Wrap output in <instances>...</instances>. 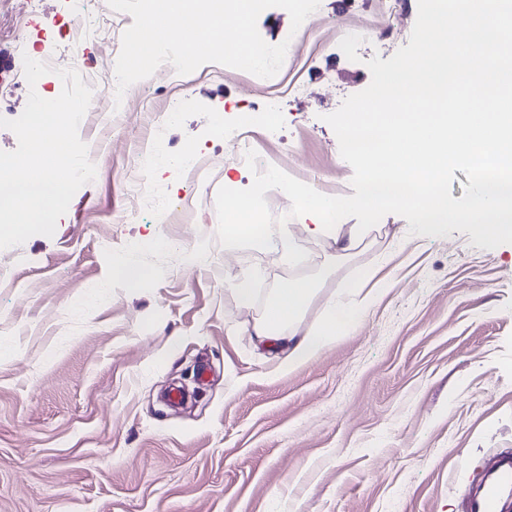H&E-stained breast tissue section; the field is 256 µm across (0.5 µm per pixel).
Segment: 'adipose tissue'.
Returning a JSON list of instances; mask_svg holds the SVG:
<instances>
[{
    "label": "adipose tissue",
    "mask_w": 512,
    "mask_h": 512,
    "mask_svg": "<svg viewBox=\"0 0 512 512\" xmlns=\"http://www.w3.org/2000/svg\"><path fill=\"white\" fill-rule=\"evenodd\" d=\"M314 293L309 281L282 282L263 316L248 328L257 342L277 345L283 353L281 367L294 369L311 362L336 336L349 330L359 319L357 308L331 302L319 321L303 327L301 312Z\"/></svg>",
    "instance_id": "1"
}]
</instances>
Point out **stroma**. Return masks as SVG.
I'll list each match as a JSON object with an SVG mask.
<instances>
[{
	"label": "stroma",
	"instance_id": "1",
	"mask_svg": "<svg viewBox=\"0 0 512 512\" xmlns=\"http://www.w3.org/2000/svg\"><path fill=\"white\" fill-rule=\"evenodd\" d=\"M71 3L43 0L22 18L0 0V117L18 118L28 100L17 32L62 67L114 73L132 16L86 0L89 22L112 23L75 57L64 38L37 33ZM417 12L418 0H320L309 28L295 30L273 7L257 27L288 45L274 77L207 63L136 82L125 112L102 102L87 113L79 135L94 147L95 179L53 236L0 249V512H464L474 476L512 448V244L486 250L456 230L412 236L397 214L336 264L332 239L295 218L294 264L278 246L227 249L216 237L219 187L251 179L230 161L215 114L233 105L262 159L321 193L352 195L353 170L323 117L370 84L368 59L408 45ZM340 29L359 30V61L341 51ZM273 97L281 109L270 121ZM183 98L156 129L154 116ZM157 135L166 157L155 193L183 206L167 218L129 194L135 152ZM190 145L204 160L193 175L175 165ZM126 208L137 220L116 223ZM155 238L166 248H151ZM128 261L151 279L130 288L112 278ZM242 274L256 286L248 308L230 286ZM289 278L318 290L304 324L332 298L361 312L290 371L245 331ZM174 387L187 398L172 407Z\"/></svg>",
	"mask_w": 512,
	"mask_h": 512
}]
</instances>
